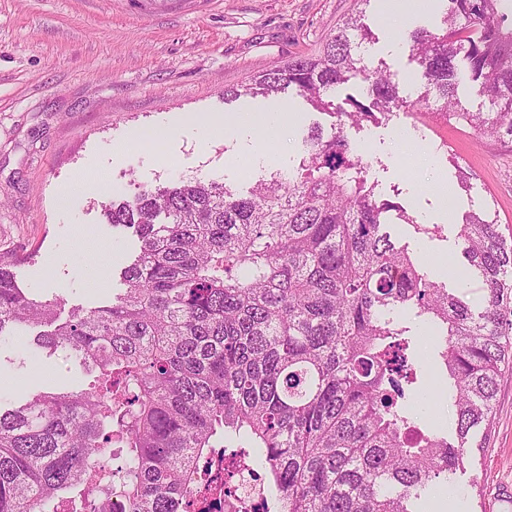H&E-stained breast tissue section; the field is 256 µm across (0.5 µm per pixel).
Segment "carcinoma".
I'll use <instances>...</instances> for the list:
<instances>
[{
	"label": "carcinoma",
	"mask_w": 512,
	"mask_h": 512,
	"mask_svg": "<svg viewBox=\"0 0 512 512\" xmlns=\"http://www.w3.org/2000/svg\"><path fill=\"white\" fill-rule=\"evenodd\" d=\"M443 27L411 32L422 91L398 93L369 67L375 42L361 12L318 52L274 66L224 98L295 89L339 119L312 130L296 172L245 193L193 178L140 186L111 202L107 223L133 230L135 259L106 304L76 308L17 283L0 253V339H31L92 376L88 388L44 387L0 405V512H210L235 503L238 478L260 474L259 512H418L481 444L502 367L512 362V247L496 216L457 225L473 307L428 279L392 237L368 163L347 129L421 108L512 143V0H437ZM469 74L489 103L457 97ZM367 84V102L337 89ZM411 311L439 331L426 370L416 337L395 321ZM436 388L455 415V438L425 424Z\"/></svg>",
	"instance_id": "1"
}]
</instances>
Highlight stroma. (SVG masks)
Here are the masks:
<instances>
[{"instance_id": "obj_1", "label": "stroma", "mask_w": 512, "mask_h": 512, "mask_svg": "<svg viewBox=\"0 0 512 512\" xmlns=\"http://www.w3.org/2000/svg\"><path fill=\"white\" fill-rule=\"evenodd\" d=\"M371 0L364 21L376 40L365 54L386 65L401 95L416 96L421 72L409 31L436 29L441 14L386 10ZM354 0H0V252L16 257L19 284L63 298L59 318L111 300L136 253L126 230L106 224L103 207L133 199L137 185L165 186L195 176L243 191L295 168L311 128L331 133L334 115L314 110L295 89L279 93L290 116L263 121L269 103L225 101L224 89L316 53ZM234 119L229 135L205 132L213 115ZM349 135L369 165L378 198L412 217L397 240L429 279L463 282L457 226L464 214L495 212L512 246V143L480 140L470 127L425 112L398 111ZM124 152L113 153L116 143ZM471 174L469 189L458 171ZM101 183L74 197L79 175ZM447 185L451 201L439 187ZM430 234L415 232V225ZM29 330L0 342V402L35 386L87 388L64 356L46 358ZM491 430L477 428L483 451L452 476L449 512H512V369L498 381Z\"/></svg>"}]
</instances>
